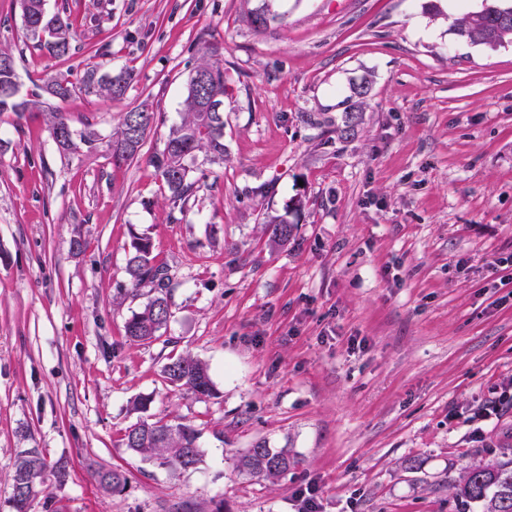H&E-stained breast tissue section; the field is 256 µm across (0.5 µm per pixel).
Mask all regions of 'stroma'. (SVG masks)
<instances>
[{"mask_svg":"<svg viewBox=\"0 0 512 512\" xmlns=\"http://www.w3.org/2000/svg\"><path fill=\"white\" fill-rule=\"evenodd\" d=\"M485 3L275 0L258 29L260 0H47L75 31L58 59L28 39L20 0H0L20 98L70 72L131 75L114 99L39 93L0 112V512L26 448L67 463L61 512H294L309 484L320 512H478L456 486L512 454V45L452 30ZM207 46L223 52L225 153L189 159L180 207L150 158ZM144 103L160 118L114 165L107 142ZM51 111L78 133L69 149ZM269 216L297 225L287 247ZM136 233L170 276L167 330L145 345L125 333L156 294L126 274ZM182 354L208 365L214 397L163 380ZM139 396L199 431L195 469L126 450ZM259 442L296 469L238 475ZM92 462L129 470L127 490L104 492ZM369 89L367 81L352 86V95L350 98L356 97L357 101L354 102L347 110L349 113H347L348 115L345 118L343 126L336 127L335 132L338 138L347 140L351 136L355 135V130L358 126V118L354 112H362L361 106L364 102L363 100L369 93ZM49 131L53 140L62 149H68L73 144L76 131L69 123V119L63 112H49ZM61 133L62 139L58 138Z\"/></svg>","mask_w":512,"mask_h":512,"instance_id":"35a3bbf8","label":"stroma"}]
</instances>
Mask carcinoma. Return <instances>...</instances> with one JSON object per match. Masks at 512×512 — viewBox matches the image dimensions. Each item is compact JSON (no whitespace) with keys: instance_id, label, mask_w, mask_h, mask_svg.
I'll return each mask as SVG.
<instances>
[{"instance_id":"obj_1","label":"carcinoma","mask_w":512,"mask_h":512,"mask_svg":"<svg viewBox=\"0 0 512 512\" xmlns=\"http://www.w3.org/2000/svg\"><path fill=\"white\" fill-rule=\"evenodd\" d=\"M22 15L34 18L26 33L34 46L47 50L57 58H68L72 54L73 33L69 18L60 12L49 14L46 0H21ZM503 13L512 15V0H495L479 11H471L454 20V33L472 44L495 49L512 44V18L499 22ZM193 73H207L211 84L202 92L194 87V78H189L187 95L183 101L180 123L172 126L164 148L153 155L151 162L158 176L171 193L173 202L186 204L196 191L190 179L187 160L195 153L205 151L218 160L224 159V112H201L197 105L213 93L224 102V62L219 48L207 49ZM128 84V76L99 74L95 70L84 72L73 82L66 76L54 78L47 84L53 97L64 101L77 92L94 94L106 98L122 95ZM369 93L368 82L352 86V96L357 98L348 109L344 124L335 129L340 139L355 135L358 126L356 113L361 111L363 100ZM35 100H18V97L0 98V112L21 114ZM157 121V113L142 105L124 113L117 129L107 143L112 162L120 165L134 158L139 148L130 146L133 131L140 129L139 138L145 140L147 133ZM49 131L53 140L62 149L73 144L76 131L62 112L49 113ZM272 225L271 239L285 245L294 236L297 227L276 217L267 220ZM126 273L133 287L151 282L158 288L165 287L166 274L161 265L155 263L151 239L142 234L133 235ZM170 309L167 297L162 294L151 298L144 307L133 313L126 322V336L133 342L150 343L167 327ZM163 378L172 386L196 397L215 395L214 385L207 364L191 356H180L163 365ZM199 432L193 426L175 420L139 418L125 433V446L131 453L144 459H155L172 471H186L198 465L201 450L198 446ZM299 464L297 457L288 454L285 448L274 449L260 442L239 454L235 460L236 470L250 478L272 484L288 474ZM99 486L110 494H120L129 485V473L119 467L97 466L93 471ZM62 485L67 481V466L58 462L48 467L44 457L36 448L21 451L9 478V503L12 512H31L34 501L48 488V478ZM456 496L462 501L482 508V512H512V459L496 465L472 468L456 488Z\"/></svg>"}]
</instances>
